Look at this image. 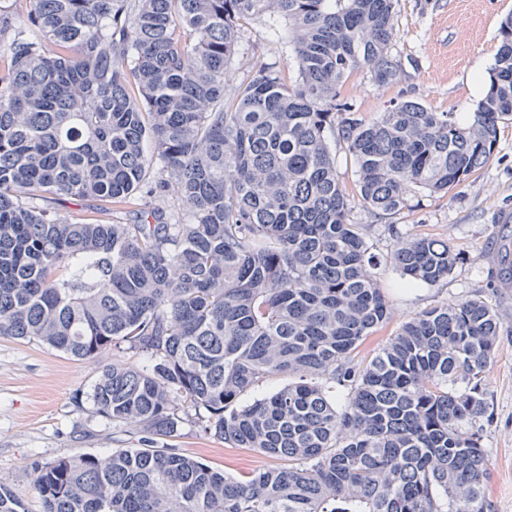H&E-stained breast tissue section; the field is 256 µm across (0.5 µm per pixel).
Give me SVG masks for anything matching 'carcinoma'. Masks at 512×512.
<instances>
[{"label": "carcinoma", "instance_id": "cac0c4a2", "mask_svg": "<svg viewBox=\"0 0 512 512\" xmlns=\"http://www.w3.org/2000/svg\"><path fill=\"white\" fill-rule=\"evenodd\" d=\"M21 2L22 25L0 11V336L151 359L106 365L90 394L101 417L138 424L143 447L34 464L43 512H495L483 378L499 316L479 297L436 304L358 359L390 305L329 139L380 219L466 180L512 120V14L461 124L411 100L370 119L341 97L358 69L378 86L399 75L398 0ZM280 18L295 78L260 64L227 87L244 26ZM171 181L183 212L139 208L136 224L38 204L118 214ZM390 259L434 286L462 256L415 234ZM284 375L294 381L239 404ZM185 408L288 466L234 478L153 447ZM0 512H25L1 479ZM44 205L60 212L72 222H88L90 219L107 220L108 218H112V216L98 213L97 208L99 206L91 201L65 198L63 200H49L48 202H44Z\"/></svg>", "mask_w": 512, "mask_h": 512}]
</instances>
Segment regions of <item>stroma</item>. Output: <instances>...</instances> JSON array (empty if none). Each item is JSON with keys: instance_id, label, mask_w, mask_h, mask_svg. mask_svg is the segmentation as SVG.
<instances>
[{"instance_id": "obj_1", "label": "stroma", "mask_w": 512, "mask_h": 512, "mask_svg": "<svg viewBox=\"0 0 512 512\" xmlns=\"http://www.w3.org/2000/svg\"><path fill=\"white\" fill-rule=\"evenodd\" d=\"M512 0H399L393 51L402 69L395 82L374 85L357 70L341 90L366 116L390 102L414 100L467 123L484 96L499 46V24ZM288 23L255 22L245 30L226 81L244 79L252 65L285 66ZM341 183L350 191V218L371 225L368 244L381 262L377 277L392 317L370 337L361 355L372 358L385 340L416 313L442 302L478 296L498 313L502 328L497 358L485 379L492 418L484 425L490 450L488 492L496 512H512V281L498 274L503 244L512 245V123L501 124L490 160L445 195L422 196L417 207L378 219L359 203L354 167L336 153ZM426 233L445 240L466 259L437 286L406 283L390 262L396 235ZM111 351L75 360L37 341L0 337V477L6 478L26 512H42L34 490V462L79 453L136 448V424L106 422L89 395L103 366L118 359ZM209 466L237 474L280 466L281 461L250 448H232L204 431L194 411L182 412L175 436L157 442Z\"/></svg>"}]
</instances>
